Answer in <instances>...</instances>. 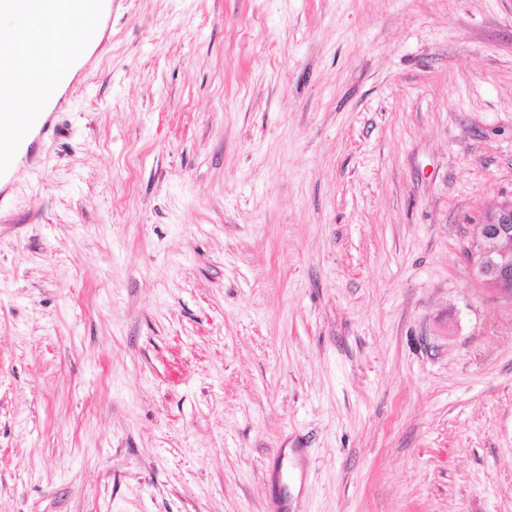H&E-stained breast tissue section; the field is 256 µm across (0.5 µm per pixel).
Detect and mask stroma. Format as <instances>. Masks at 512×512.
I'll return each mask as SVG.
<instances>
[{"label":"stroma","mask_w":512,"mask_h":512,"mask_svg":"<svg viewBox=\"0 0 512 512\" xmlns=\"http://www.w3.org/2000/svg\"><path fill=\"white\" fill-rule=\"evenodd\" d=\"M0 202V512H512V0H115ZM475 230L477 278L486 289L512 302V201L487 211Z\"/></svg>","instance_id":"35a3bbf8"}]
</instances>
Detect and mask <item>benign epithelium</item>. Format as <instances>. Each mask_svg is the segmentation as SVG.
<instances>
[{
  "mask_svg": "<svg viewBox=\"0 0 512 512\" xmlns=\"http://www.w3.org/2000/svg\"><path fill=\"white\" fill-rule=\"evenodd\" d=\"M477 278L497 296L512 302V201L487 211L476 225Z\"/></svg>",
  "mask_w": 512,
  "mask_h": 512,
  "instance_id": "7a95c632",
  "label": "benign epithelium"
}]
</instances>
